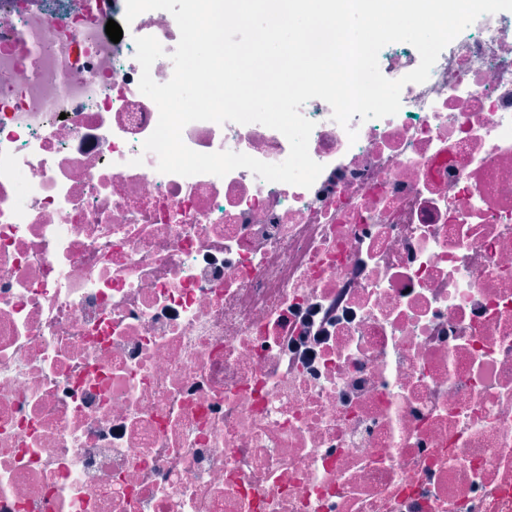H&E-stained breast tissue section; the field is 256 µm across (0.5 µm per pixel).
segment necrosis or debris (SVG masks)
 <instances>
[{
    "label": "necrosis or debris",
    "mask_w": 512,
    "mask_h": 512,
    "mask_svg": "<svg viewBox=\"0 0 512 512\" xmlns=\"http://www.w3.org/2000/svg\"><path fill=\"white\" fill-rule=\"evenodd\" d=\"M125 10L0 0V512H512V11L396 115L304 104V188L158 172L179 29Z\"/></svg>",
    "instance_id": "1"
}]
</instances>
